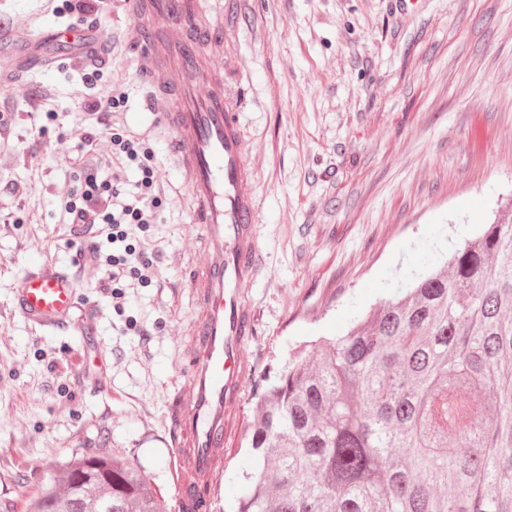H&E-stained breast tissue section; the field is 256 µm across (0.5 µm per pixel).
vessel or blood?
I'll return each mask as SVG.
<instances>
[{
    "label": "vessel or blood",
    "mask_w": 512,
    "mask_h": 512,
    "mask_svg": "<svg viewBox=\"0 0 512 512\" xmlns=\"http://www.w3.org/2000/svg\"><path fill=\"white\" fill-rule=\"evenodd\" d=\"M246 0H127L130 34L142 49L138 77L147 111L169 130L168 152L188 192L202 245L191 258L189 288L198 307L187 333L189 369L164 412L170 469L180 512H221L224 437L245 378L242 350L253 334L243 290L259 272V222L250 143L240 114L244 65L233 43ZM30 27L0 18V73L24 75L39 57L17 62L12 44ZM14 302L28 323L56 329L78 306L73 279L34 261L17 281Z\"/></svg>",
    "instance_id": "b4317fda"
}]
</instances>
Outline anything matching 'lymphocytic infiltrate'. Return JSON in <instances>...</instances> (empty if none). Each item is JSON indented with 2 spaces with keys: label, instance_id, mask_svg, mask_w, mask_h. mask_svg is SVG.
<instances>
[{
  "label": "lymphocytic infiltrate",
  "instance_id": "obj_1",
  "mask_svg": "<svg viewBox=\"0 0 512 512\" xmlns=\"http://www.w3.org/2000/svg\"><path fill=\"white\" fill-rule=\"evenodd\" d=\"M113 154L121 156L128 167L136 169L140 177L134 190H126L121 179H97L87 172L83 182L69 195L66 213L74 224H102L109 233L107 240L111 253L92 244L88 252L104 267L105 287L113 299L123 298L129 283L149 285L152 282L153 263L144 250L132 242V229L148 230L154 221L155 210L162 202L157 190V166L150 150L135 139L118 131H111Z\"/></svg>",
  "mask_w": 512,
  "mask_h": 512
}]
</instances>
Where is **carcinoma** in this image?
Listing matches in <instances>:
<instances>
[{"instance_id":"carcinoma-1","label":"carcinoma","mask_w":512,"mask_h":512,"mask_svg":"<svg viewBox=\"0 0 512 512\" xmlns=\"http://www.w3.org/2000/svg\"><path fill=\"white\" fill-rule=\"evenodd\" d=\"M235 512H512V216L346 335L295 351L245 433ZM26 512H168L107 451Z\"/></svg>"}]
</instances>
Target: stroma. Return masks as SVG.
<instances>
[{"instance_id": "35a3bbf8", "label": "stroma", "mask_w": 512, "mask_h": 512, "mask_svg": "<svg viewBox=\"0 0 512 512\" xmlns=\"http://www.w3.org/2000/svg\"><path fill=\"white\" fill-rule=\"evenodd\" d=\"M3 12L62 31L86 14L80 0H0ZM247 12L235 48L264 220L261 270L244 290L255 329L227 419L225 512L253 466L245 431L258 397L293 349L344 335L512 210V0H249ZM97 19L111 44L96 58L64 65L46 48L29 92L0 88L13 115L0 130V512H25L67 459L101 448L176 503L161 416L188 369L173 334L196 313L186 267L201 231L168 171L166 133L144 112L124 0H106ZM95 68L94 90L126 95L112 128L166 172L144 234L154 278L127 289L119 311L78 253L105 234L64 211L84 168L139 177L84 108L82 75ZM34 259L74 279L76 323L41 331L17 312L13 288Z\"/></svg>"}]
</instances>
